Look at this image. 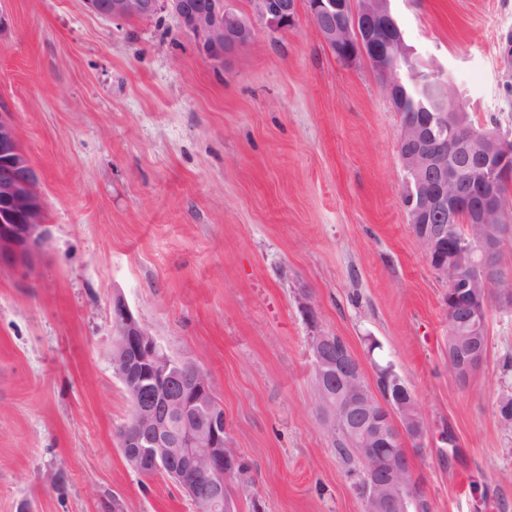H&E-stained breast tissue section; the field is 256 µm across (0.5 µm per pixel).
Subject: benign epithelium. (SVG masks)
Masks as SVG:
<instances>
[{
	"instance_id": "obj_1",
	"label": "benign epithelium",
	"mask_w": 512,
	"mask_h": 512,
	"mask_svg": "<svg viewBox=\"0 0 512 512\" xmlns=\"http://www.w3.org/2000/svg\"><path fill=\"white\" fill-rule=\"evenodd\" d=\"M391 0H305L307 14L328 49L345 62L364 59L380 77L383 93L395 111H403L405 81L398 69L412 63L413 74L427 84L446 86L436 64L422 61L407 45ZM89 10L112 21L146 19L167 9L190 35L199 53L222 65L254 40L257 26L281 32L296 27L299 0H250L246 15L234 0H85ZM398 149L405 172L403 205L409 228L437 278L451 280L445 308L475 305L498 276L499 236L490 225L506 207L496 191L512 177V140L475 127L463 103L445 97L431 110L401 121ZM463 225L475 245L462 251L448 243V225ZM51 225L41 178L22 148L14 121L0 114V269L26 265L48 243ZM116 323L113 351L120 357L118 375L133 404L134 428L144 447L136 449L135 467L149 477L163 465L180 461L176 483L207 508L236 512L224 496V473L241 464V456L224 439V411L214 399L211 379L200 366L170 356L121 296L112 301ZM334 337H312L313 365L320 376L317 399L327 435L351 434L362 456L377 461L358 468L357 488L364 512H413L421 508L423 487L410 441L422 447L426 432L409 385L398 383L390 401L368 386L360 361L334 347ZM485 356L462 359L448 350V366L459 386H466L484 365ZM191 368L186 383L173 382V369ZM396 448L385 457L379 449ZM205 470L209 485L199 494L185 470Z\"/></svg>"
}]
</instances>
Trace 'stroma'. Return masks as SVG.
<instances>
[{"instance_id":"1","label":"stroma","mask_w":512,"mask_h":512,"mask_svg":"<svg viewBox=\"0 0 512 512\" xmlns=\"http://www.w3.org/2000/svg\"><path fill=\"white\" fill-rule=\"evenodd\" d=\"M391 9L472 121L512 138V0ZM1 112L40 173L52 238L0 271V512H98L107 493L123 512H195L117 443L130 414L111 365L118 295L208 371L251 468L237 512H364L317 404V329L344 339L368 383L388 362L413 389L432 512H512L507 291L492 289L485 363L459 387L446 286L402 204L401 116L307 13L218 66L166 10L111 21L84 0H0Z\"/></svg>"}]
</instances>
